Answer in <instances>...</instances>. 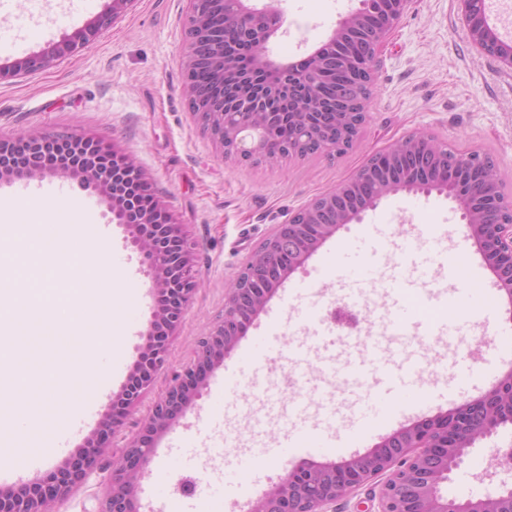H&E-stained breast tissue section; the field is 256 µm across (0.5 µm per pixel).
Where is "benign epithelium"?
<instances>
[{"label":"benign epithelium","mask_w":512,"mask_h":512,"mask_svg":"<svg viewBox=\"0 0 512 512\" xmlns=\"http://www.w3.org/2000/svg\"><path fill=\"white\" fill-rule=\"evenodd\" d=\"M134 0H109L92 22L73 29L61 43L18 60L12 74L44 69L77 50L126 11ZM280 0L261 8L252 0H187L184 94L190 112L224 159L268 162L273 156L299 157L307 150L333 156L348 149L367 117L366 100L350 99L337 88L322 94L326 78L338 71L346 82L371 86L382 47L412 0H359L337 22L327 40L303 59L272 58L270 39L281 27ZM471 45L504 72L512 73V41L501 40L488 22L485 0H457ZM262 46L251 70L242 69L243 46ZM213 74L224 89L216 97ZM293 116L288 141L278 136L285 114ZM75 155L78 161L50 166V154ZM121 153L98 139L69 132L19 134L0 138V181L57 175L98 190L112 220L129 230L130 245L148 265L154 306L145 343L97 429L79 453L60 469L18 488L0 487V512H50L95 472L109 441L123 437L112 456L105 490L96 512H138L139 478L151 461L157 439L202 396L210 374L247 333L284 279L301 268L320 245L385 197L401 191L432 192L456 202L488 270L512 304V199L496 173L486 167L485 152L460 153L429 133H414L372 155L359 172L297 210L275 226L232 279L220 320L206 327L194 358L174 370L164 393L132 435H123L143 394L168 364L169 342L180 327L200 283L195 247L182 224L153 192L132 162L121 170L112 159ZM132 183L140 198L123 190L115 172ZM512 425V368L486 394L444 414L404 426L371 451L329 462L292 467L250 512H335L364 488L372 490L376 509L355 512H512V488L472 500L447 498L440 485L477 442L499 427Z\"/></svg>","instance_id":"7a95c632"}]
</instances>
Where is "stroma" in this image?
<instances>
[{"mask_svg": "<svg viewBox=\"0 0 512 512\" xmlns=\"http://www.w3.org/2000/svg\"><path fill=\"white\" fill-rule=\"evenodd\" d=\"M29 10L16 12L8 0H0V137L19 132L77 130L116 146L145 170L154 189L167 205L174 221L184 225L196 244L201 285L183 322L169 344L168 371L148 390L137 411L145 417L164 392L172 370L193 357L205 327L221 318L225 293L232 278L271 232L299 208L336 188L353 176L374 153L416 132L445 139L461 151L481 150L492 155L505 192L512 196V74L495 69L470 45L456 0H412L409 9L387 39L381 54L369 114L359 136L346 153L327 158L281 160L275 166L242 164L224 159L190 114L183 95L187 53L186 0H134L108 28L76 52L64 55L49 68L11 75L13 63L33 55L35 48L61 43L73 28L97 17L107 0H31ZM357 0H282L284 22L270 41L274 58L299 60L324 41L340 16ZM39 28L42 39L30 47L28 31ZM53 176L0 182V197L34 193L59 205L58 218L91 215L107 237L106 257L111 268L130 287L142 289L136 332L126 326L127 312L112 310V331L122 344L118 356L123 372L112 378L109 394L95 400L97 411L109 405L112 392L125 383L137 350L144 343L150 319L152 286L147 268L129 245L125 226L112 223L111 215L94 189L68 181L67 192H56ZM386 237L389 245L410 241L415 253L410 270L417 289L431 298L453 293L463 276L484 270L482 257L471 244L457 206L435 192H402L383 199L366 211L361 222L339 229L292 273L267 304L265 315L288 345L303 344L314 350L312 329L329 308L351 295L339 278H323L316 268L327 259L345 254L368 260L369 244ZM453 240L470 264L462 277L449 276L442 241ZM388 265L377 267V276L363 289L357 328L337 327L339 361L365 354L371 338L384 335L395 309L387 287ZM445 326L425 332L413 324L411 335L426 369L418 386L427 397L415 420L429 418L457 406L446 392L458 378L461 363L481 351L480 372L468 393L477 398L512 367L500 346L504 331L512 332V311L507 306L472 312L458 311ZM240 350L214 370L195 404L176 425L158 438L149 465L150 475L141 482V512H172L153 484L168 453L182 457L185 469L174 480L192 478L197 489L217 483L224 466L238 455H254L268 479L255 486L248 499H229L224 512H247L258 498L288 470L280 459L267 455L286 429L289 417L273 420L253 398L254 382L274 388L282 408L304 398L309 408L301 422L316 425L323 403L339 409V427L356 422L354 404L363 400L368 385L353 386L329 373L319 376V390L299 382L300 363L277 357L268 373H247ZM227 403V418L199 424L204 409ZM512 446V428H500L481 442L441 487L442 495L479 498L486 491L512 486V470L496 466L497 450ZM111 457L56 512H94Z\"/></svg>", "mask_w": 512, "mask_h": 512, "instance_id": "35a3bbf8", "label": "stroma"}]
</instances>
